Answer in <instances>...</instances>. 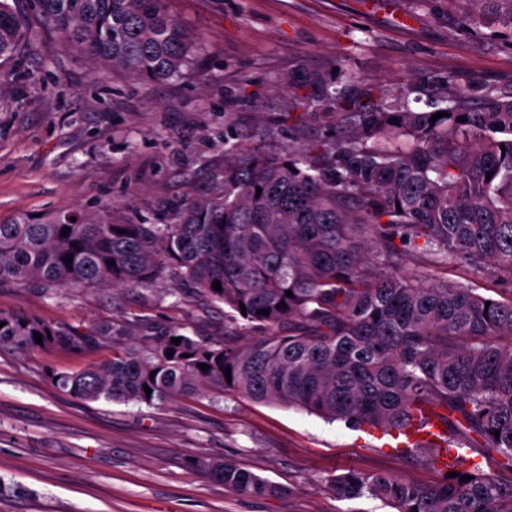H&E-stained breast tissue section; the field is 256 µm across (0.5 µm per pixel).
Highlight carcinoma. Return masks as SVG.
Returning <instances> with one entry per match:
<instances>
[{"instance_id": "obj_1", "label": "carcinoma", "mask_w": 512, "mask_h": 512, "mask_svg": "<svg viewBox=\"0 0 512 512\" xmlns=\"http://www.w3.org/2000/svg\"><path fill=\"white\" fill-rule=\"evenodd\" d=\"M17 3L0 0V97L19 54L38 51L30 13L96 75L169 84L203 73L197 42L164 0ZM444 83L448 95L431 111L412 110L405 92H382L336 113L332 135L282 157L230 148L207 192L181 200L165 224H116L108 203L0 222V287L139 288L166 274L224 304L235 335L269 334L217 344L156 322L137 323L133 335L123 322L80 332L0 310V347L122 342L110 362L53 374L79 400L152 405L213 387L387 434L436 419L443 435L428 444V463L438 482L348 470L328 479L331 492L395 512H512V479L472 456L492 451L512 475V297L395 271L413 253L437 270L464 263L512 285V88L488 86L476 102L460 76ZM309 105L341 101L324 84ZM198 464L242 496L274 492L230 460Z\"/></svg>"}]
</instances>
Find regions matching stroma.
Returning <instances> with one entry per match:
<instances>
[{
	"label": "stroma",
	"mask_w": 512,
	"mask_h": 512,
	"mask_svg": "<svg viewBox=\"0 0 512 512\" xmlns=\"http://www.w3.org/2000/svg\"><path fill=\"white\" fill-rule=\"evenodd\" d=\"M196 38L203 79L151 85L95 77L52 35L16 69L0 99V221L21 211L92 210L160 223L167 203L205 191L234 145L281 154L314 144L335 118L305 115L312 77L368 103L361 87L407 92L428 109L448 74L475 95L512 88V32L460 17L469 0H167ZM347 70L350 80L340 79ZM427 84H418V77ZM297 120H290V113ZM0 309L78 328L149 320L220 343L224 306L155 281L47 295L0 288ZM85 350L0 348V512H389L337 500L327 487L355 470L430 484L426 450L405 455L377 433L210 388L163 405L83 401L52 380L111 359ZM229 459L268 479L271 495L236 494L199 465Z\"/></svg>",
	"instance_id": "obj_1"
}]
</instances>
